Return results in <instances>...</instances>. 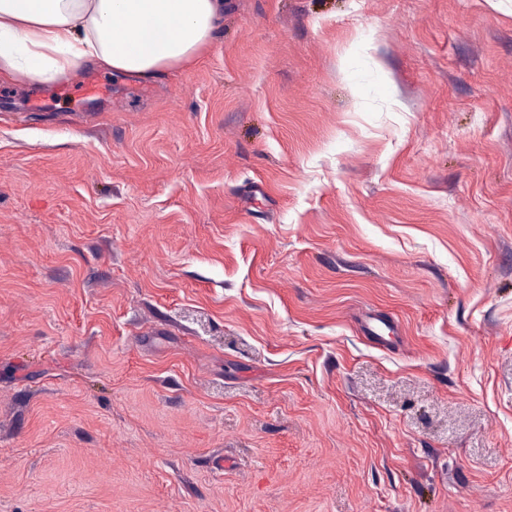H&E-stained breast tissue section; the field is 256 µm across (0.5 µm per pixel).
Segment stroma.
<instances>
[{"mask_svg": "<svg viewBox=\"0 0 512 512\" xmlns=\"http://www.w3.org/2000/svg\"><path fill=\"white\" fill-rule=\"evenodd\" d=\"M0 512H512V0L1 74Z\"/></svg>", "mask_w": 512, "mask_h": 512, "instance_id": "stroma-1", "label": "stroma"}]
</instances>
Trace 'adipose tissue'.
<instances>
[{"label":"adipose tissue","instance_id":"ef3b65f1","mask_svg":"<svg viewBox=\"0 0 512 512\" xmlns=\"http://www.w3.org/2000/svg\"><path fill=\"white\" fill-rule=\"evenodd\" d=\"M224 0H0V72L32 83L93 64L151 78L219 35Z\"/></svg>","mask_w":512,"mask_h":512}]
</instances>
